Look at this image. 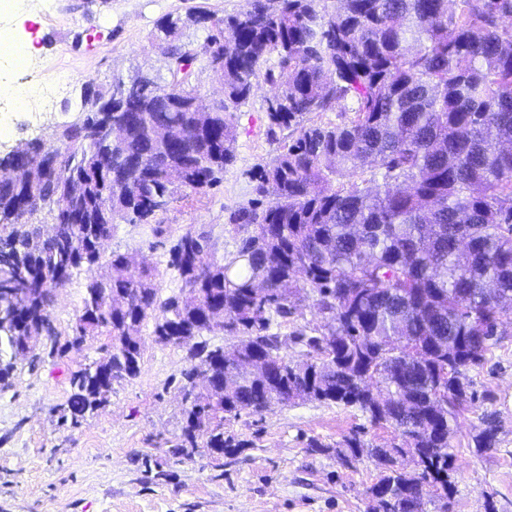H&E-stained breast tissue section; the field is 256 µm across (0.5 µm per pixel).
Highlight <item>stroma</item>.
I'll use <instances>...</instances> for the list:
<instances>
[{
  "label": "stroma",
  "instance_id": "1",
  "mask_svg": "<svg viewBox=\"0 0 512 512\" xmlns=\"http://www.w3.org/2000/svg\"><path fill=\"white\" fill-rule=\"evenodd\" d=\"M244 6L245 0H56L50 17L16 10L8 17L12 32L32 46L43 74L64 67L76 77L72 96L59 98L55 117L46 121L43 141L55 143L84 97L115 78L148 71L168 80L163 56L150 46L163 20L196 11L228 17ZM273 92L265 77L254 79L235 114V159L218 185L177 197L152 223L115 225L104 256L128 253L155 269L165 299L183 286L170 249L186 231L211 236L218 253L235 252L248 230L226 217L248 203L253 176L288 137L269 130ZM88 278L86 271L74 272L56 293L58 342L72 335ZM326 323L314 297L303 294L271 330L323 336ZM140 336L138 375L114 382L108 404L76 429L61 426L57 416L70 395L69 372L97 358L108 336L34 366L19 362L9 385L0 387V512H368L366 490L380 467L365 453L346 466L345 439L355 433L367 446L387 447L393 429L373 425L355 407L298 401L261 416L226 418L225 435L242 443L234 454L216 458L202 448L189 459L173 457L169 442L183 425L179 387L188 352L157 342L152 321L142 324ZM495 341L469 372L468 401L450 448V512H512V322L499 325ZM490 421L498 427L497 444L477 452L473 438ZM314 439L319 447H311Z\"/></svg>",
  "mask_w": 512,
  "mask_h": 512
}]
</instances>
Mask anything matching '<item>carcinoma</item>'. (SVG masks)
<instances>
[{
    "mask_svg": "<svg viewBox=\"0 0 512 512\" xmlns=\"http://www.w3.org/2000/svg\"><path fill=\"white\" fill-rule=\"evenodd\" d=\"M512 0H246L236 15L206 12L224 100L193 111L192 73L167 84L136 76L84 99L63 126L58 169L35 184L0 181V383L55 335V292L90 276L72 336L59 352L106 334L98 358L69 373L58 422L77 428L104 408L112 383L140 368L143 322L163 344L191 345L179 391L178 458L218 456L241 442L224 419L314 400L356 407L401 444L374 448L381 465L369 512H414L422 487L449 512L448 452L470 387L468 371L512 318ZM185 23L167 18L155 40L180 57ZM277 59L270 127L293 137L256 176L255 198L228 215L252 226L219 258L204 233L171 251L184 288L160 300L153 269L103 259L113 224H148L181 193L220 182L235 158L234 112L269 56ZM354 102L336 125L303 117ZM125 128L117 144L85 138L100 113ZM42 140L16 144L0 167L39 162ZM360 178L348 185L344 177ZM72 196L58 213L57 197ZM306 293L328 315L323 337L269 332ZM232 338L237 357L202 336ZM305 343L301 359L288 355ZM490 425L477 451L496 444Z\"/></svg>",
    "mask_w": 512,
    "mask_h": 512,
    "instance_id": "1",
    "label": "carcinoma"
}]
</instances>
